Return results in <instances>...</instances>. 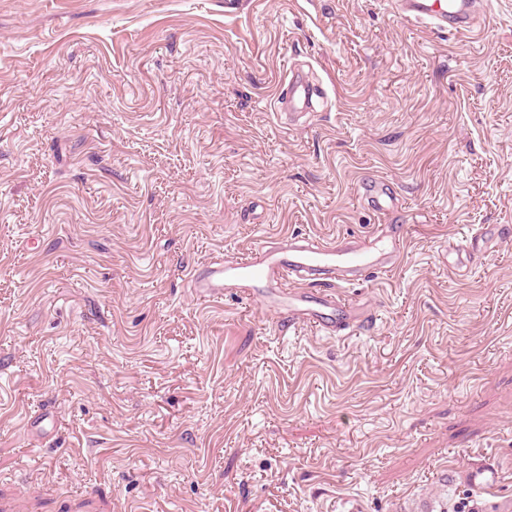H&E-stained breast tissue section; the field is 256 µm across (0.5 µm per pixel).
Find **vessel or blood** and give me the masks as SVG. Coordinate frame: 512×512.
<instances>
[{"label":"vessel or blood","instance_id":"b4317fda","mask_svg":"<svg viewBox=\"0 0 512 512\" xmlns=\"http://www.w3.org/2000/svg\"><path fill=\"white\" fill-rule=\"evenodd\" d=\"M405 17L441 30L473 29V0H397ZM402 235L390 225L361 238L326 242L291 233L260 243L241 257L208 262L191 280L204 296L241 294L267 309L284 312L293 326L339 334L366 318L361 305L337 294L336 284H355L364 273L391 268L400 253Z\"/></svg>","mask_w":512,"mask_h":512}]
</instances>
